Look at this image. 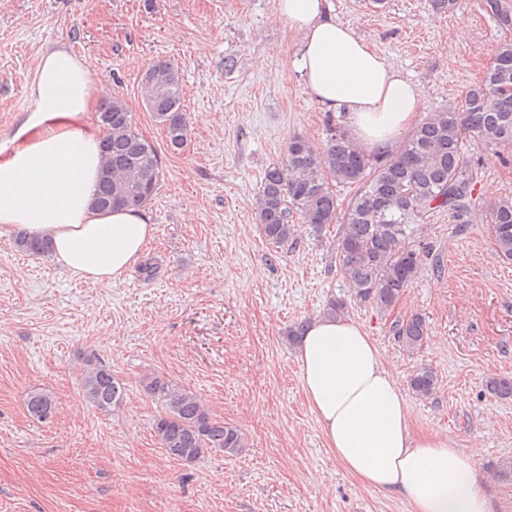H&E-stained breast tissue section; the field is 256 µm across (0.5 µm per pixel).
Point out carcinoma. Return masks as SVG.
<instances>
[{
	"label": "carcinoma",
	"instance_id": "1",
	"mask_svg": "<svg viewBox=\"0 0 512 512\" xmlns=\"http://www.w3.org/2000/svg\"><path fill=\"white\" fill-rule=\"evenodd\" d=\"M502 29L512 31V0H483ZM148 112L162 126L168 145L180 149L189 129L179 69L169 61L152 63L141 76ZM103 130L104 164L95 205L100 210L141 207L152 199L160 177L157 150L139 132L125 101L113 96L98 112ZM481 143L498 151L512 150V43L497 48L482 79L466 93L463 109L432 112L408 140L390 153L358 145L341 119L328 124L322 150L301 137L287 145L282 164L269 167L255 198V215L263 237L285 245L301 222L319 233L339 224L336 264L357 304L378 313L393 311L418 277L424 256L410 245L415 226L437 212L454 217L482 207L473 195L475 167L470 147ZM353 191L346 210L339 212L330 183ZM496 251L512 261V199L488 206ZM16 244L34 256L50 253L49 242L20 233ZM398 342L418 350L428 337L419 313L398 318L393 325ZM81 391L91 406L110 412L121 406L125 387L112 369L96 357L86 360ZM437 377L428 367L415 370L408 387L420 400L436 389ZM147 393L164 411L153 423L161 447L173 461L192 466L213 453L236 456L246 448L243 433L211 416L192 392L159 377L145 380ZM487 390L512 400V379L489 381ZM29 414L52 417V396L34 390L26 397Z\"/></svg>",
	"mask_w": 512,
	"mask_h": 512
}]
</instances>
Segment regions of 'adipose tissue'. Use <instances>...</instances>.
<instances>
[{
    "label": "adipose tissue",
    "instance_id": "ef3b65f1",
    "mask_svg": "<svg viewBox=\"0 0 512 512\" xmlns=\"http://www.w3.org/2000/svg\"><path fill=\"white\" fill-rule=\"evenodd\" d=\"M299 37L304 87L323 110L345 115L351 137L371 151L394 148L427 97L329 0H278ZM32 104L20 144L0 158V233L50 238L72 276L111 283L135 263L155 226L145 208L102 213L93 206L101 137L88 116L98 100L89 56L60 44L44 51L29 81ZM297 359L304 394L328 448L365 486L402 495L412 512H495L478 475L477 449L448 435L411 431L408 406L380 351L349 319L310 320Z\"/></svg>",
    "mask_w": 512,
    "mask_h": 512
}]
</instances>
